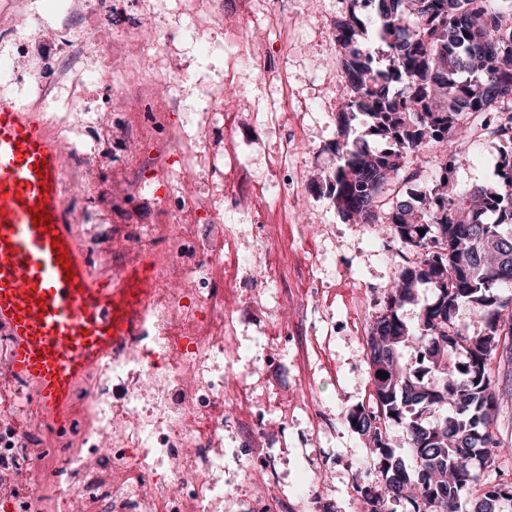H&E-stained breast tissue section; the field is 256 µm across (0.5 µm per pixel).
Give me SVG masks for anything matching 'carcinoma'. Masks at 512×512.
Returning a JSON list of instances; mask_svg holds the SVG:
<instances>
[{"label": "carcinoma", "instance_id": "cac0c4a2", "mask_svg": "<svg viewBox=\"0 0 512 512\" xmlns=\"http://www.w3.org/2000/svg\"><path fill=\"white\" fill-rule=\"evenodd\" d=\"M359 2L349 0L334 22L351 95L336 113V168L314 187L354 224H376L378 207L388 208L385 228L419 256L400 269L366 336L372 404L344 416L378 475L357 487L361 509L502 512L512 481L502 479L508 462L497 449L506 438L494 411L512 396V21L502 17L512 15V0H366V11ZM371 37L379 59L366 47ZM359 119L364 131L352 139ZM486 138L500 143L494 183L454 191L457 155ZM434 143L450 148L444 172L422 193H391L397 181L418 180L421 167L408 158ZM423 285L434 298L411 325L400 311ZM462 304L479 314V333L455 323ZM410 347L426 369L402 359ZM496 358L507 365L499 380ZM456 359L466 370L450 375ZM438 412L442 420H422ZM383 422L401 428L412 467Z\"/></svg>", "mask_w": 512, "mask_h": 512}]
</instances>
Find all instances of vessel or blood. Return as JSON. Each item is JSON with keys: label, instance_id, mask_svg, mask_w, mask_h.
Segmentation results:
<instances>
[{"label": "vessel or blood", "instance_id": "1", "mask_svg": "<svg viewBox=\"0 0 512 512\" xmlns=\"http://www.w3.org/2000/svg\"><path fill=\"white\" fill-rule=\"evenodd\" d=\"M42 209L51 231L34 225ZM70 268H63L58 250ZM163 282L151 255L98 270L79 236L58 139L37 112L0 94V334L43 430L68 418L89 375L146 335Z\"/></svg>", "mask_w": 512, "mask_h": 512}]
</instances>
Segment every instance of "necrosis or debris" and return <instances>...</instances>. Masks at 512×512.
Instances as JSON below:
<instances>
[{
    "mask_svg": "<svg viewBox=\"0 0 512 512\" xmlns=\"http://www.w3.org/2000/svg\"><path fill=\"white\" fill-rule=\"evenodd\" d=\"M124 0H104L106 10L91 28L56 30L58 66L53 80L22 81L21 100L44 115L59 140L76 129L93 130L111 143V98L82 88L75 65L88 46L111 54L118 35L112 11ZM129 39L142 52L125 64V81H144L152 94L169 95L171 84L151 78L153 49L172 32L154 11ZM67 103H60L61 93ZM224 115L201 112L195 126L154 112L149 122H128L118 147L128 165L140 160L151 130L165 137L154 155L150 180L137 181L136 192L163 190L167 224L112 243V258L125 260L161 240L159 265L165 286L156 302L148 335L136 337L131 356L107 362L89 385L79 387L69 412L70 424L43 434L32 414L0 413V512H223L225 502L260 479L250 461L240 463L242 483H224V424L234 419L227 403L224 364L232 319L224 305V259L196 247L200 224L224 221V200L208 188L224 182V151L214 130ZM67 186L73 200H96V150L72 145L66 151ZM136 372L139 385L124 414L112 412V381Z\"/></svg>",
    "mask_w": 512,
    "mask_h": 512,
    "instance_id": "obj_1",
    "label": "necrosis or debris"
}]
</instances>
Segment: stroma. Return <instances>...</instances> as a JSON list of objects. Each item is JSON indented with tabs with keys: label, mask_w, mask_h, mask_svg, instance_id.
<instances>
[{
	"label": "stroma",
	"mask_w": 512,
	"mask_h": 512,
	"mask_svg": "<svg viewBox=\"0 0 512 512\" xmlns=\"http://www.w3.org/2000/svg\"><path fill=\"white\" fill-rule=\"evenodd\" d=\"M215 19L194 25L176 16L173 5L158 10L175 35L157 54L154 66L171 78L181 112L207 111L221 82L233 84L235 115L224 133V149L241 154L231 177L238 191L224 201V300L238 317L233 377L250 393L239 400L238 418L224 426V479L238 477L237 460L250 446L255 465L274 450L271 494L299 489L306 468L319 474L309 512H356L354 488L367 475L365 441L343 421L364 405L372 386L364 342L353 335V317L372 321L383 312L388 290L404 264L399 246L372 225L343 220L331 200L311 185L336 167V112L349 90L336 79L338 47L333 24L347 0H214ZM276 4L287 31L263 29L241 37L242 18ZM56 15L17 17L25 40L26 66L42 77L52 72L53 47L40 36ZM285 58L284 73H260L246 61L255 52ZM305 151L289 155L273 170L285 139ZM497 141L463 153L453 179L459 190L494 179ZM98 199L91 223L82 225L90 255L105 260L114 238L139 227L164 223L152 194L124 196L128 172L100 165ZM282 198L288 221L267 227L264 241L251 234L259 205ZM254 254L277 266L276 289L256 298L244 282L241 259ZM287 314L280 328L278 314ZM262 424V432L247 427Z\"/></svg>",
	"instance_id": "1"
}]
</instances>
